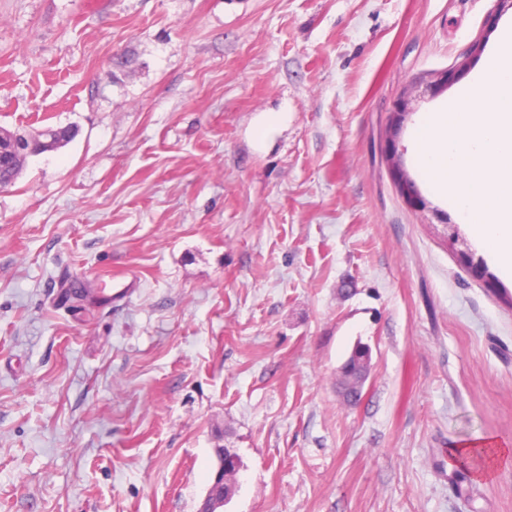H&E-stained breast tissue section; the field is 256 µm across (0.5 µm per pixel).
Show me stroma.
<instances>
[{
  "mask_svg": "<svg viewBox=\"0 0 512 512\" xmlns=\"http://www.w3.org/2000/svg\"><path fill=\"white\" fill-rule=\"evenodd\" d=\"M511 21L506 0H0V126L74 132L0 191V512H197L220 444L223 512H512V462L460 483L448 457L512 448V278L467 225L481 269L449 247L413 139ZM353 359L355 368L364 367V379L363 381L366 382L368 379L369 373H370V364H371V349L366 344H359L355 346V348L352 350L348 360L342 365L340 369L341 377L344 379L349 371V363L350 360Z\"/></svg>",
  "mask_w": 512,
  "mask_h": 512,
  "instance_id": "stroma-1",
  "label": "stroma"
}]
</instances>
